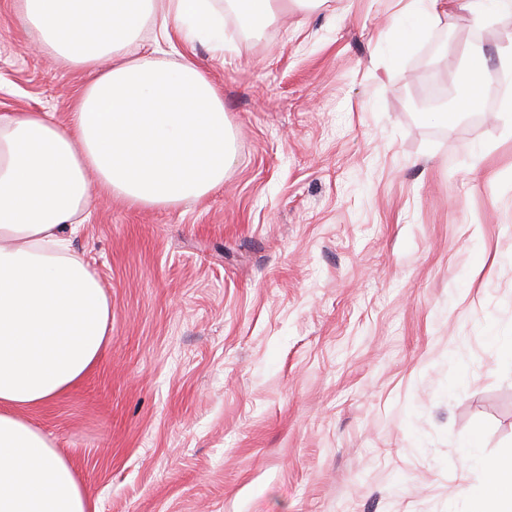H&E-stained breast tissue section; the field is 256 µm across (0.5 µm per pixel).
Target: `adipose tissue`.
<instances>
[{
    "label": "adipose tissue",
    "mask_w": 512,
    "mask_h": 512,
    "mask_svg": "<svg viewBox=\"0 0 512 512\" xmlns=\"http://www.w3.org/2000/svg\"><path fill=\"white\" fill-rule=\"evenodd\" d=\"M289 0H225L261 36ZM41 51L87 74L71 118L0 114V512H98L69 458L25 413L56 400L96 365L112 301L72 249L102 190L147 207L209 195L234 161L224 99L192 61L133 45L223 51L212 0H16ZM447 0H407L392 20L395 57ZM485 473L470 512H512V453L475 458Z\"/></svg>",
    "instance_id": "obj_1"
}]
</instances>
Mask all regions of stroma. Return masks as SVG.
Here are the masks:
<instances>
[{"label": "stroma", "instance_id": "35a3bbf8", "mask_svg": "<svg viewBox=\"0 0 512 512\" xmlns=\"http://www.w3.org/2000/svg\"><path fill=\"white\" fill-rule=\"evenodd\" d=\"M396 0L292 6L254 38L178 45L224 95L209 196L99 193L73 249L112 300L98 364L27 418L99 512H468L467 444L512 449V138L457 112L512 40L442 15L398 64ZM86 76L0 0V113L67 123ZM452 125L415 102L429 85Z\"/></svg>", "mask_w": 512, "mask_h": 512}]
</instances>
